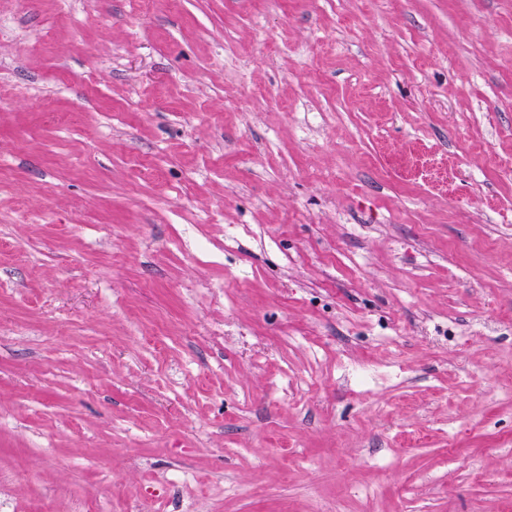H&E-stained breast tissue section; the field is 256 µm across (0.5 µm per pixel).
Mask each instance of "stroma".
Masks as SVG:
<instances>
[{"instance_id": "obj_1", "label": "stroma", "mask_w": 512, "mask_h": 512, "mask_svg": "<svg viewBox=\"0 0 512 512\" xmlns=\"http://www.w3.org/2000/svg\"><path fill=\"white\" fill-rule=\"evenodd\" d=\"M512 512V0H0V512Z\"/></svg>"}]
</instances>
